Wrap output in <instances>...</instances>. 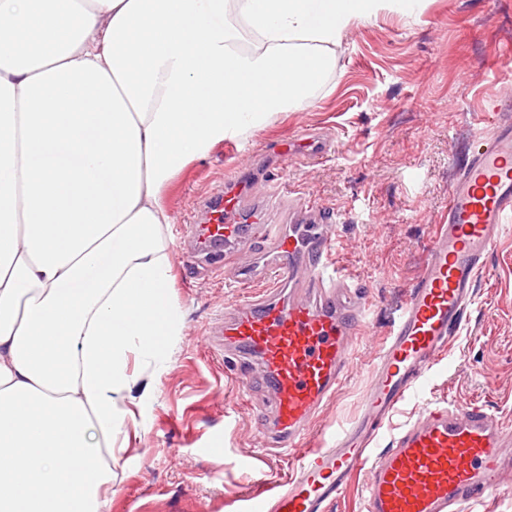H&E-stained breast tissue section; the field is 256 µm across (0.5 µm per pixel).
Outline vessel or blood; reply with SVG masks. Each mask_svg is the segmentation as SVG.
<instances>
[{
    "instance_id": "b4317fda",
    "label": "vessel or blood",
    "mask_w": 512,
    "mask_h": 512,
    "mask_svg": "<svg viewBox=\"0 0 512 512\" xmlns=\"http://www.w3.org/2000/svg\"><path fill=\"white\" fill-rule=\"evenodd\" d=\"M326 147L311 137L272 145L284 160ZM258 195L273 208L288 207V220L258 213L250 204ZM303 208L287 181L267 178L259 162L235 167L188 226L196 248L188 263L223 260L243 290L216 348L235 356L246 394H265L259 434L279 452L304 451L284 480L251 477L236 512H323L360 473L363 512H466L512 467V422L482 405L451 402L423 407L393 435L384 428L445 359L485 260L512 223V123L492 128L451 184L448 208L371 366L361 414L312 449L305 443L313 420L354 368L356 338L371 309L337 266L327 225L307 219ZM244 244L259 261L236 262Z\"/></svg>"
}]
</instances>
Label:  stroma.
I'll use <instances>...</instances> for the list:
<instances>
[{
  "mask_svg": "<svg viewBox=\"0 0 512 512\" xmlns=\"http://www.w3.org/2000/svg\"><path fill=\"white\" fill-rule=\"evenodd\" d=\"M510 48L512 0H425L416 16L381 11L337 47L336 68L309 106L276 116L251 137V150L224 142L180 174L168 204L186 334L156 383L155 402L124 422L128 446L112 459L107 512H233L248 490L245 465L272 481L288 473L289 457L268 452L253 413L236 404L231 358L210 342L237 291L225 287L223 273L186 262L193 244L180 226L197 204L271 140L333 141L329 156L278 168L312 199L317 221L331 225L338 265L374 309L357 341L358 369L312 426L310 444L319 446L359 413L366 367L418 273L451 183L480 136L512 118V85L500 72ZM467 317L422 399L403 403L391 428L415 419L423 405L450 400L512 417V229L490 253Z\"/></svg>",
  "mask_w": 512,
  "mask_h": 512,
  "instance_id": "1",
  "label": "stroma"
}]
</instances>
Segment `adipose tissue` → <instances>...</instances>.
<instances>
[{"label": "adipose tissue", "mask_w": 512, "mask_h": 512, "mask_svg": "<svg viewBox=\"0 0 512 512\" xmlns=\"http://www.w3.org/2000/svg\"><path fill=\"white\" fill-rule=\"evenodd\" d=\"M422 3L0 0V512H105L184 333L166 188Z\"/></svg>", "instance_id": "1"}]
</instances>
